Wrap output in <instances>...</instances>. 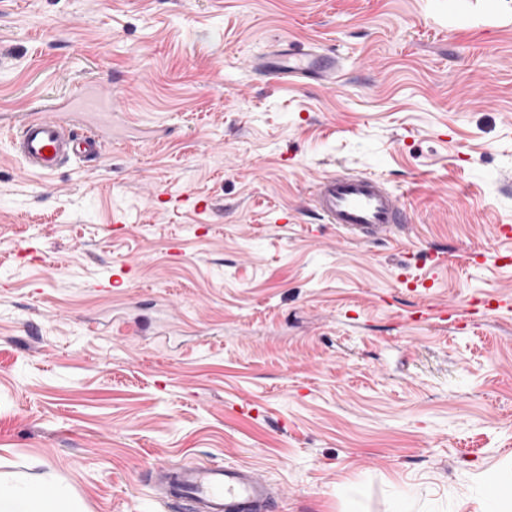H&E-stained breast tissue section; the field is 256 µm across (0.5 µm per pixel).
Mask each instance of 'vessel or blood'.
<instances>
[{"label":"vessel or blood","instance_id":"1","mask_svg":"<svg viewBox=\"0 0 512 512\" xmlns=\"http://www.w3.org/2000/svg\"><path fill=\"white\" fill-rule=\"evenodd\" d=\"M265 75L308 79L334 86L342 71L338 56L292 43L273 45L255 64ZM116 121L115 113L99 111L88 124L67 107L27 113L10 134L13 152L40 176H54L70 163L97 161L103 139ZM312 204L322 221L337 225L361 240L382 241L408 222L399 195L375 174L342 172L321 177L312 191ZM161 492L182 499L188 512H271L275 495L264 476L244 466L181 463L158 469Z\"/></svg>","mask_w":512,"mask_h":512}]
</instances>
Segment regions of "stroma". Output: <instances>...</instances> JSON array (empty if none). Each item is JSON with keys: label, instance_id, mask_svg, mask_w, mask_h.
<instances>
[{"label": "stroma", "instance_id": "35a3bbf8", "mask_svg": "<svg viewBox=\"0 0 512 512\" xmlns=\"http://www.w3.org/2000/svg\"><path fill=\"white\" fill-rule=\"evenodd\" d=\"M282 41L341 81L255 75ZM0 52V478L182 512L154 469L228 462L276 512H486L512 472V0H0ZM85 85L111 143L31 173L9 129ZM344 170L408 231L321 223Z\"/></svg>", "mask_w": 512, "mask_h": 512}]
</instances>
